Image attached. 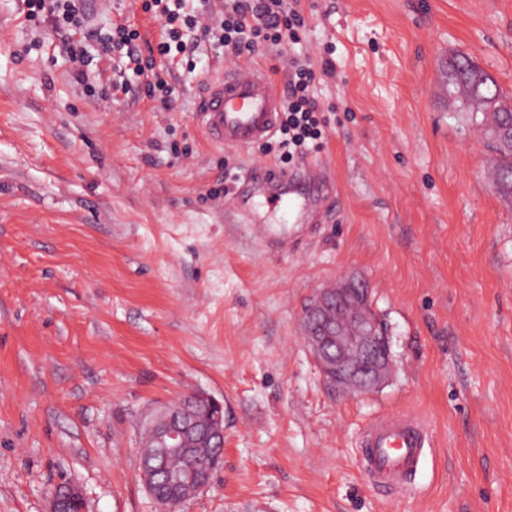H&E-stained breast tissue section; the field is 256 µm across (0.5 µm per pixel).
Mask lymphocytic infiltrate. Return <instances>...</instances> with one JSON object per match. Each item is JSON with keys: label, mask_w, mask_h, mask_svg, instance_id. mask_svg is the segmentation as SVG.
I'll use <instances>...</instances> for the list:
<instances>
[{"label": "lymphocytic infiltrate", "mask_w": 512, "mask_h": 512, "mask_svg": "<svg viewBox=\"0 0 512 512\" xmlns=\"http://www.w3.org/2000/svg\"><path fill=\"white\" fill-rule=\"evenodd\" d=\"M27 17L34 25L51 24L60 36L62 48L76 69L73 78L84 83L83 66L87 48L73 37L83 30L85 19L78 0H25ZM182 0H144V11L163 19L165 36L156 46L157 54L145 57L137 50V29L119 24L106 32H95L93 38L106 51L125 52L139 73L148 75V94L160 108L170 109L173 88L162 74L155 71L156 57L168 56L171 50L194 55L201 43L239 54L258 47L278 48L282 44L300 43L298 29L303 20L290 7L288 0H224V12L213 25H200L196 16L181 13ZM200 29V39L184 41L185 31ZM313 70L307 57L291 59L285 90V101L279 119L280 146L294 157L316 149L322 137L318 108L310 97Z\"/></svg>", "instance_id": "obj_1"}]
</instances>
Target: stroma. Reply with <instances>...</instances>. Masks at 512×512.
Masks as SVG:
<instances>
[{
    "label": "stroma",
    "instance_id": "35a3bbf8",
    "mask_svg": "<svg viewBox=\"0 0 512 512\" xmlns=\"http://www.w3.org/2000/svg\"><path fill=\"white\" fill-rule=\"evenodd\" d=\"M108 0L90 22L160 21ZM301 41L170 66V109L120 55L83 92L51 26L0 0V512H48L54 486L87 512H161L139 475L145 415L204 393L224 406V463L181 512H512V197L448 97L470 57L512 95V0H296ZM307 55L325 121L326 182L306 223L263 198L232 204L276 139L222 147L198 106L215 74L261 64L284 86ZM331 61L335 77L322 72ZM364 281L389 337L378 388L330 385L304 306ZM415 413L432 442L408 495L359 465L373 419ZM84 500L83 491L78 485L70 482L59 483L51 492L48 512H72L71 507L81 505ZM81 507H85V503L79 506L80 511H85Z\"/></svg>",
    "mask_w": 512,
    "mask_h": 512
}]
</instances>
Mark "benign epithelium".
Here are the masks:
<instances>
[{
    "instance_id": "benign-epithelium-1",
    "label": "benign epithelium",
    "mask_w": 512,
    "mask_h": 512,
    "mask_svg": "<svg viewBox=\"0 0 512 512\" xmlns=\"http://www.w3.org/2000/svg\"><path fill=\"white\" fill-rule=\"evenodd\" d=\"M368 289L361 281L345 280L334 288H322L306 311L313 339L309 346L322 373L331 381L355 392H367L381 385L389 374L390 354L386 336L367 313ZM207 413L201 417L174 402L159 410L145 427L142 447L152 449L150 462L140 476L148 493H153L160 463L169 456L224 448V406L204 395L198 396ZM222 454L210 458L206 468L169 474L182 502L209 487ZM84 502L82 489L73 483L57 484L50 495L48 512H71Z\"/></svg>"
}]
</instances>
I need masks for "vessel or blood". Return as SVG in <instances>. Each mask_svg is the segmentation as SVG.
<instances>
[{"label": "vessel or blood", "mask_w": 512, "mask_h": 512, "mask_svg": "<svg viewBox=\"0 0 512 512\" xmlns=\"http://www.w3.org/2000/svg\"><path fill=\"white\" fill-rule=\"evenodd\" d=\"M282 98L270 74L261 67L243 65L222 72L204 88L199 110L209 138L223 146L247 147L276 131ZM325 169L314 161L293 171L268 164L254 168L248 181L260 186L267 202L285 211L289 222L300 223L312 207L296 186L324 183ZM431 445L428 422L413 413L388 415L365 434L362 463L375 482L404 484L415 473Z\"/></svg>", "instance_id": "1"}]
</instances>
